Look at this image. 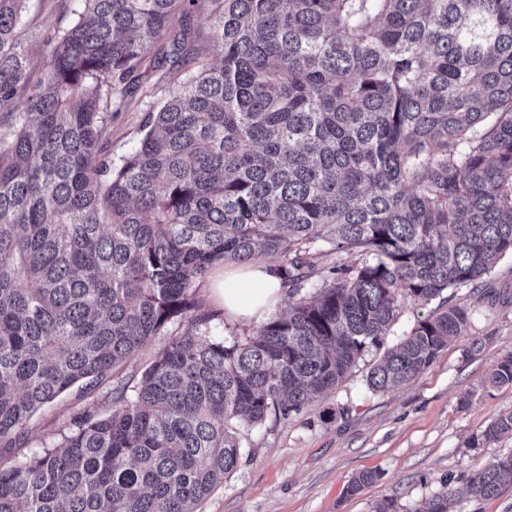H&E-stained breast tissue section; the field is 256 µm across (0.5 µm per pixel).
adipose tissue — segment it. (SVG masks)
Here are the masks:
<instances>
[{"label":"adipose tissue","mask_w":512,"mask_h":512,"mask_svg":"<svg viewBox=\"0 0 512 512\" xmlns=\"http://www.w3.org/2000/svg\"><path fill=\"white\" fill-rule=\"evenodd\" d=\"M209 291L225 316L233 319H261L283 296L280 278L262 262L216 272Z\"/></svg>","instance_id":"obj_1"}]
</instances>
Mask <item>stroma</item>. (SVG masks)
<instances>
[{
  "instance_id": "35a3bbf8",
  "label": "stroma",
  "mask_w": 512,
  "mask_h": 512,
  "mask_svg": "<svg viewBox=\"0 0 512 512\" xmlns=\"http://www.w3.org/2000/svg\"><path fill=\"white\" fill-rule=\"evenodd\" d=\"M59 0H25L24 19L34 66H43L48 48L44 33L65 27L73 12H61ZM164 93L135 92L129 108L113 113L108 146L120 161L138 145L148 112L157 110ZM474 317L468 335L449 343L447 352L411 382L385 391L366 381L375 354L359 361L345 381L311 401L300 415L273 424L242 429L240 467L200 507L201 512H374L389 498L398 512L419 504L451 483L455 512H512V481L498 496L476 500L466 490L479 466L512 453V435L480 448L468 440L501 414L512 411V387L487 389L484 376L502 356L512 353V259L499 263L485 294H467ZM484 340L473 351V338ZM467 406H460L461 398ZM79 404L74 394L61 396L35 417L25 445L38 450L60 439L65 419ZM365 469L380 473L357 494L347 484Z\"/></svg>"
}]
</instances>
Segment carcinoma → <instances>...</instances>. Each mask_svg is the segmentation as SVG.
<instances>
[{
    "instance_id": "obj_1",
    "label": "carcinoma",
    "mask_w": 512,
    "mask_h": 512,
    "mask_svg": "<svg viewBox=\"0 0 512 512\" xmlns=\"http://www.w3.org/2000/svg\"><path fill=\"white\" fill-rule=\"evenodd\" d=\"M23 2L0 0V512H198L241 427L288 420L371 351L368 386L403 385L468 332L453 294L512 257V0H210L202 43L199 0H80L38 78ZM156 49L169 97L115 166L112 112ZM256 260L299 298L228 344L196 293ZM434 301L386 345L403 303ZM174 323L130 386L127 359ZM484 384L512 387V353ZM74 388L112 410L17 455ZM505 434L512 412L471 446ZM507 478L512 454L468 491Z\"/></svg>"
}]
</instances>
